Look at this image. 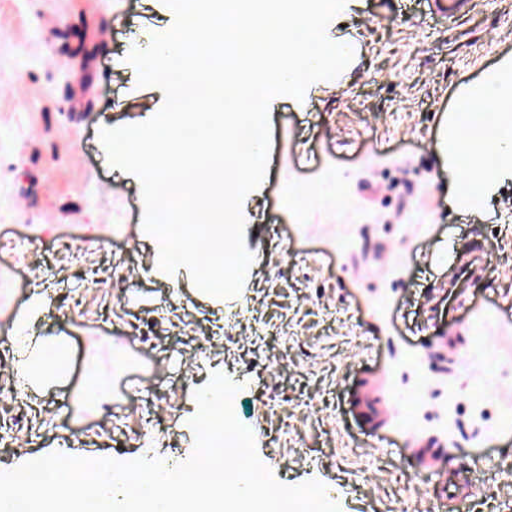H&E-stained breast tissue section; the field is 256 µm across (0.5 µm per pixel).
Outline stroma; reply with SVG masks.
Instances as JSON below:
<instances>
[{"instance_id": "obj_1", "label": "stroma", "mask_w": 512, "mask_h": 512, "mask_svg": "<svg viewBox=\"0 0 512 512\" xmlns=\"http://www.w3.org/2000/svg\"><path fill=\"white\" fill-rule=\"evenodd\" d=\"M361 3L350 84L269 111L250 279L216 309L145 276L140 188L100 141L164 102L124 64L156 0H0V472L63 448L182 463L219 366L264 466L338 512H512V183L461 215L436 150L459 86L512 54V0ZM37 292L67 371L24 393L12 324Z\"/></svg>"}]
</instances>
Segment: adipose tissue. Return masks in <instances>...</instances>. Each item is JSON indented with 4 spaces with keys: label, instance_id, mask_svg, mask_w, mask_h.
<instances>
[{
    "label": "adipose tissue",
    "instance_id": "1",
    "mask_svg": "<svg viewBox=\"0 0 512 512\" xmlns=\"http://www.w3.org/2000/svg\"><path fill=\"white\" fill-rule=\"evenodd\" d=\"M359 6L358 0H244L241 12L245 17L266 20L276 16L282 23L280 40L284 50L276 64L257 68L252 82L262 99L288 98L296 107H305L312 90L333 81L344 87L358 64L359 48L352 38H334L333 32ZM309 21L322 45L321 52L311 53L292 48L290 20ZM458 98L465 103L492 99L494 112L480 124H471L470 115L451 110L440 119L439 155L448 168V196L463 214L483 215L489 201L499 189L512 182V55L500 57L480 78L463 85ZM468 130V141L459 133ZM42 296H34L30 306L21 311L16 325L20 336L13 342L19 352L12 365L15 379L25 386L39 389L56 382L66 370L68 346L63 337L43 340L28 335L44 310ZM52 344L54 357H46L42 346Z\"/></svg>",
    "mask_w": 512,
    "mask_h": 512
}]
</instances>
